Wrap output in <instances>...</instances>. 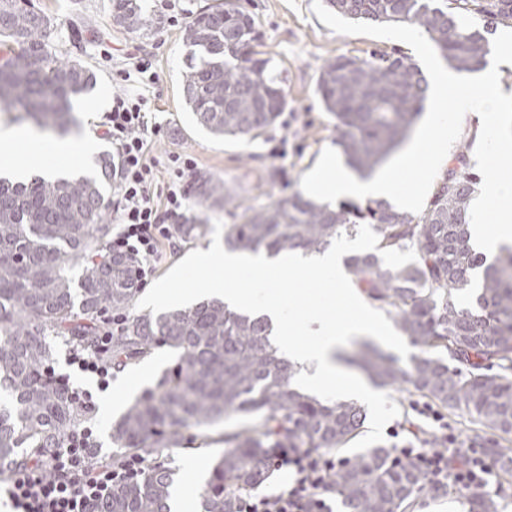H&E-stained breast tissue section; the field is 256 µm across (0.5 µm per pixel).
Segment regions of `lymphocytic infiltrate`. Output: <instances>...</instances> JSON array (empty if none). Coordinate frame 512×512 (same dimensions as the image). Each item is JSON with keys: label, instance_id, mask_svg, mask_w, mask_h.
I'll return each instance as SVG.
<instances>
[{"label": "lymphocytic infiltrate", "instance_id": "lymphocytic-infiltrate-1", "mask_svg": "<svg viewBox=\"0 0 512 512\" xmlns=\"http://www.w3.org/2000/svg\"><path fill=\"white\" fill-rule=\"evenodd\" d=\"M129 58L138 87L113 95L102 130L117 146L114 188L121 230L113 238L112 248L140 258L139 275L146 279L155 275L163 250L171 243V224L183 216L186 193L179 180L196 163L189 157H172L170 180L158 184L149 117L157 75L147 54L136 51ZM415 409L438 423L441 445L427 449L409 442L397 449V458L416 460L431 488L480 492L492 470L491 460L475 451L458 458L449 455L458 438L447 421L430 404L419 403ZM97 446L94 426H79L50 457L33 459L1 480L0 493L13 512H90L114 483L139 472L144 464L134 455L92 463ZM266 455L273 467L291 468L294 478L276 493L243 495L239 512H332L327 494L336 473L335 460L297 448H270Z\"/></svg>", "mask_w": 512, "mask_h": 512}]
</instances>
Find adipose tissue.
<instances>
[{
    "label": "adipose tissue",
    "mask_w": 512,
    "mask_h": 512,
    "mask_svg": "<svg viewBox=\"0 0 512 512\" xmlns=\"http://www.w3.org/2000/svg\"><path fill=\"white\" fill-rule=\"evenodd\" d=\"M15 130L0 129V171L24 181L31 175H63V168L49 163L43 156L28 161L18 160L14 154ZM190 264L201 270L222 266L225 273L248 272L251 284L246 288L225 286L218 296L229 308L246 309L269 317L280 350L294 364L299 373L294 383L303 391L324 400L340 398L341 392L332 381L341 371L337 358L344 343L354 336L386 337L389 329L385 321L371 308L359 289L353 288L345 274L342 255L336 249L306 256L291 252L277 257L265 252L243 254L229 250L223 236H215L208 248L192 255ZM288 276L298 274L326 276L333 279L337 288L348 293L358 309L356 318L339 323L329 313L328 302L323 298H308L303 306L296 307L278 298V288L267 279L270 272ZM301 325L309 338L302 346L291 339L293 325Z\"/></svg>",
    "instance_id": "adipose-tissue-1"
}]
</instances>
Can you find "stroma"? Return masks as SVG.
Wrapping results in <instances>:
<instances>
[{"mask_svg": "<svg viewBox=\"0 0 512 512\" xmlns=\"http://www.w3.org/2000/svg\"><path fill=\"white\" fill-rule=\"evenodd\" d=\"M53 19L59 39H66L71 26L82 29L81 57L89 62L96 84L76 97L72 116L75 136L93 135L97 151L111 149V139L103 136L99 121L112 108L114 94L133 89L124 78L130 69L127 52L138 47L150 54L158 75L154 121L158 127L153 137V155L164 164L173 154L192 155L196 168L185 173L187 208L183 221L202 224L206 232L190 242H179L175 252L166 254L156 274L143 283L134 304L136 313L158 312V305L148 298L150 288L167 283L169 308L195 304L199 288H220L225 283L222 269L200 274L186 267V257L207 248L214 235L229 223L223 208L212 205L200 195L201 179L223 182L244 204L265 206L273 200L299 191L304 174L311 171L324 148L336 145V122L324 111L315 93L321 67L339 55L367 56L373 50L411 54L409 45L389 39L333 32L313 12L312 0H250L257 25L263 34V50L270 65L280 71L287 92V107L276 126L266 134L249 139H218L198 128L192 120L182 95V76L188 67L187 50L182 41L181 25L190 11L211 4L212 0H140L145 14L160 18L154 33L142 36L116 27L111 19V0H32ZM50 347L55 373L68 379L71 387L93 393V409L85 421L97 431L103 455H116L112 426L145 391L153 389L175 363L165 347L128 364L113 373L110 390L97 391L84 374L66 363L68 345L63 338L51 336ZM377 406L366 407L365 427L352 447L338 456L348 459L363 449L381 445L389 449L407 439L409 424L420 426L425 437L436 435L432 422L414 409V400L396 388H384ZM234 421L208 431L190 430L183 446L162 449L158 461L175 473L177 487L199 491L210 476L214 460L223 454V432L233 430Z\"/></svg>", "mask_w": 512, "mask_h": 512, "instance_id": "stroma-1", "label": "stroma"}]
</instances>
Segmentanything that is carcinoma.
Segmentation results:
<instances>
[{
    "label": "carcinoma",
    "mask_w": 512,
    "mask_h": 512,
    "mask_svg": "<svg viewBox=\"0 0 512 512\" xmlns=\"http://www.w3.org/2000/svg\"><path fill=\"white\" fill-rule=\"evenodd\" d=\"M356 22L420 28L458 73L480 69L489 36L512 28V0H324ZM471 15L473 25L457 17ZM0 109L63 134L71 103L93 88L80 58H64L51 43L53 23L29 0H0ZM112 20L146 35L158 21L139 0H112ZM182 40L191 63L182 94L195 124L214 137H257L272 129L287 106L282 79L262 57L254 15L241 0L191 13ZM428 84L411 58L396 51L369 57L340 55L321 69L316 92L336 119V144L361 177L372 175L409 138ZM95 177L27 183L0 178V471L62 447L81 419L72 391L54 377L46 337L61 336L94 353L99 332L112 326L105 357L120 368L160 346L177 354V369L136 400L112 429V443L145 460L179 447L185 433L237 416L257 421L224 433V455L200 494L202 512H237L241 495L267 478V448L331 453L362 431L364 409L351 401L322 402L292 388L297 369L276 344L263 317L228 309L212 298L185 309L133 314L141 289L137 261L104 250L105 223L117 161L99 156ZM476 176L458 152L418 214L383 200L336 207L294 193L256 209L224 183L203 179L202 196L224 206V246L242 253L321 252L368 232L370 251L343 258L355 287L385 311L419 353L406 367L365 343L344 360L379 386H397L436 407L469 418L471 448L512 475V246L493 260L470 240ZM204 224H176L186 239ZM410 252L396 265L390 258ZM83 267L81 299L66 271ZM492 435H487V431ZM174 472L154 465L112 487L95 512H170ZM333 488L345 512H406L428 490L415 463L386 448L346 460Z\"/></svg>",
    "instance_id": "1"
}]
</instances>
